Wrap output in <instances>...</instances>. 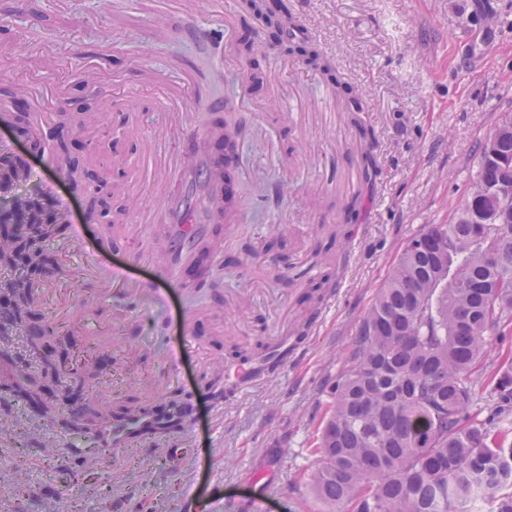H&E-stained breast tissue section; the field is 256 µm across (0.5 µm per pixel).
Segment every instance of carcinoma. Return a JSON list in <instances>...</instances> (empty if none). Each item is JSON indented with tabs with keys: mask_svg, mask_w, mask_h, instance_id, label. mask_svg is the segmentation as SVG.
I'll return each instance as SVG.
<instances>
[{
	"mask_svg": "<svg viewBox=\"0 0 512 512\" xmlns=\"http://www.w3.org/2000/svg\"><path fill=\"white\" fill-rule=\"evenodd\" d=\"M483 0H458L454 9L461 24L473 13L488 37L501 21L497 11L482 10ZM250 10L288 52H300L306 63L338 81L334 62L304 31L295 16L264 11L263 0H251ZM363 96L349 97L346 119L363 140L372 137L361 113ZM476 176L446 224H431L420 237L434 240L429 250L409 243L378 289L363 318L348 359L332 387L321 441L319 467L310 475L315 496L330 512H472L473 503L489 499L490 512H512V446L502 445L498 430L501 407L512 403V355L495 371L483 372L486 336L512 325V199L499 198L501 181L512 184V118L507 116L479 141ZM32 178L25 163L0 150V187L10 191ZM359 195L344 205L342 222L326 229L328 239L318 256L326 274L309 285V298L320 302L342 273L335 256L343 253L353 229L348 221L361 208ZM20 227L0 237V264L23 262L39 273L56 265L46 243L53 225L42 197L15 201ZM496 216L490 227L487 217ZM27 280L10 292L13 314L26 324L43 319L33 349L42 374H16L17 388L27 396L43 382L59 383L64 375L77 381L89 372L86 351L73 352L71 369L61 366L58 351L70 336L64 327L36 312L39 303ZM491 387L500 407L482 421L469 413L475 389ZM62 401L47 403L43 416L75 436L112 426V417L151 416L150 435L159 438L171 419L155 415L153 403L126 401L112 406L86 398L73 413Z\"/></svg>",
	"mask_w": 512,
	"mask_h": 512,
	"instance_id": "1",
	"label": "carcinoma"
}]
</instances>
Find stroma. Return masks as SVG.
I'll return each mask as SVG.
<instances>
[{
    "label": "stroma",
    "instance_id": "1",
    "mask_svg": "<svg viewBox=\"0 0 512 512\" xmlns=\"http://www.w3.org/2000/svg\"><path fill=\"white\" fill-rule=\"evenodd\" d=\"M494 2L503 24L484 43L460 24L449 0H288L342 81L366 97L363 119L374 130L380 172L365 187L359 141L330 83L272 46L260 25L244 29L242 0H223V13L234 20L220 34L221 13L207 2L191 28L173 0H119L110 14L96 0H70L63 11L55 0H0V91L25 110L30 88L47 102L54 84L65 82L67 110L85 120L77 155L91 180L119 185L114 156L136 154L132 136L111 144L106 118L113 104L140 112L147 126L165 109L163 91L144 82L143 72L161 69L223 98L217 112L186 99L188 129L224 120L241 128L240 160L231 170L240 205L211 284L170 287L164 298L147 293L135 302L102 294L91 280L78 294L54 276L42 291L50 319L91 350L97 376L85 394L108 404L177 394L190 413L185 446L162 447L143 436L105 453L92 435L78 443L83 461H67L62 477L42 448L56 438L53 424L18 393L0 395V512H56L64 495L74 512H186L190 498L203 512H241L263 482L276 490L264 512H325L307 478L318 463L330 387L404 247L428 225L447 223L476 173L475 144L512 114V0ZM245 36L262 71L258 86L247 80L239 44ZM48 39L58 44L59 60L39 55ZM89 61L102 74L93 90L79 76ZM0 142L24 160L35 182L54 181L51 209L70 206L89 250L122 266L129 252H140L145 262L130 272L153 279L154 263L167 252L160 199L143 197L155 211L150 235L112 243L103 224L89 221L87 198L55 181L14 127L0 124ZM357 189L366 194L363 212L318 327L289 351L286 370L242 387L234 373L243 363L230 347L253 348L296 319L310 281L323 271L313 256L320 227L339 221L344 194ZM188 303L205 311L194 326L199 345L172 364L168 352ZM217 380L220 414L209 400ZM20 471L28 482L19 493Z\"/></svg>",
    "mask_w": 512,
    "mask_h": 512
}]
</instances>
